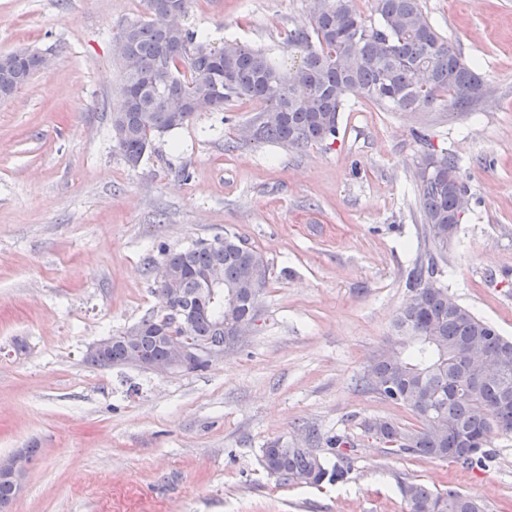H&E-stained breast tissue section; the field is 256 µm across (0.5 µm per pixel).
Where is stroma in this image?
I'll return each instance as SVG.
<instances>
[{"label": "stroma", "instance_id": "obj_1", "mask_svg": "<svg viewBox=\"0 0 512 512\" xmlns=\"http://www.w3.org/2000/svg\"><path fill=\"white\" fill-rule=\"evenodd\" d=\"M312 0H188L186 27L288 60ZM486 93L474 111H392L363 99L335 139L298 149L237 142L239 100L156 137L129 168L110 134L112 53L145 0H0V54L50 57L0 103V458L38 449L12 512H407L400 481L512 512V434L465 467L389 451L361 431L412 413L360 378L394 334L424 255L417 170L460 160L469 208L441 280L512 338V0H422ZM237 232L268 261L259 326L202 371L85 363L93 342L159 307L164 250ZM316 429L353 442L346 480L268 476L262 450Z\"/></svg>", "mask_w": 512, "mask_h": 512}]
</instances>
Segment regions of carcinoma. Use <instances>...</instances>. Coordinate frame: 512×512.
<instances>
[{
    "instance_id": "carcinoma-1",
    "label": "carcinoma",
    "mask_w": 512,
    "mask_h": 512,
    "mask_svg": "<svg viewBox=\"0 0 512 512\" xmlns=\"http://www.w3.org/2000/svg\"><path fill=\"white\" fill-rule=\"evenodd\" d=\"M153 17L124 25L119 35L134 49L111 107V136L127 165L135 168L156 137L182 128L203 111H218L233 100H255L262 109L239 130V140L303 148L336 136L339 112L348 98L365 99L402 112L441 106L467 111L485 95V83L424 12L421 0H373L376 19L363 16L355 0H315L309 25L288 35L304 69L286 73L264 52L237 41L211 47L187 28V0H146ZM17 69H0V101L13 97L40 71L41 54L19 51ZM177 91L189 103L180 121L171 119L167 100ZM451 154L427 153L418 164V205L424 239L432 252L413 269L410 296L400 309L395 336L374 356L361 378L362 389L410 410L417 421L404 426L388 419L364 423V433L396 454L482 462L488 430L512 432V339L470 310L448 302L438 282L444 256L468 203ZM215 266L224 270V300L202 287L199 276ZM158 267L178 276L176 305L191 316L190 336L203 346L225 343L231 325L258 316L259 296L269 266L263 255L234 232L200 239L163 252ZM157 312L137 323L138 333L114 340L106 361L87 355V363L126 366L137 356L147 364L168 360L172 336ZM478 345L497 359L509 351L491 377L474 383L460 359ZM268 475L288 484L337 483L347 471L327 466L312 448H286L279 442L262 450ZM407 512H486L479 499L458 490L438 491L417 482L399 487Z\"/></svg>"
}]
</instances>
